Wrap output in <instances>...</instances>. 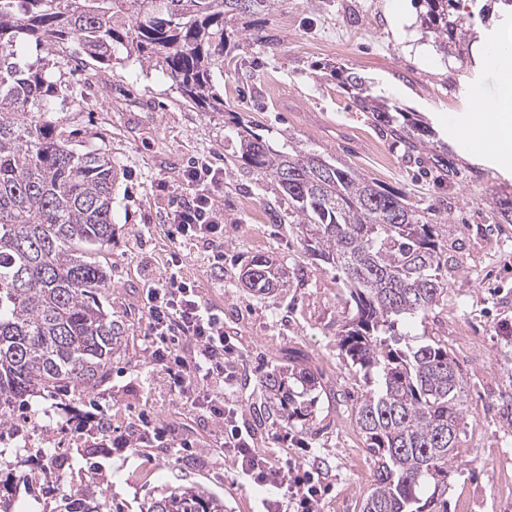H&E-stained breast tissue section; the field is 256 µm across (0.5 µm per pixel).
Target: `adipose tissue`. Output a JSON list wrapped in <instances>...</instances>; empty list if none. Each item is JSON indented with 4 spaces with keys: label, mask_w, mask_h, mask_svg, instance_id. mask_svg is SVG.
I'll list each match as a JSON object with an SVG mask.
<instances>
[{
    "label": "adipose tissue",
    "mask_w": 512,
    "mask_h": 512,
    "mask_svg": "<svg viewBox=\"0 0 512 512\" xmlns=\"http://www.w3.org/2000/svg\"><path fill=\"white\" fill-rule=\"evenodd\" d=\"M471 124L488 134L487 139L473 141L475 150H488L503 162L512 161V72L504 76L495 99L478 101Z\"/></svg>",
    "instance_id": "1"
}]
</instances>
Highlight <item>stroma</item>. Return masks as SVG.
Segmentation results:
<instances>
[{
	"instance_id": "obj_1",
	"label": "stroma",
	"mask_w": 512,
	"mask_h": 512,
	"mask_svg": "<svg viewBox=\"0 0 512 512\" xmlns=\"http://www.w3.org/2000/svg\"><path fill=\"white\" fill-rule=\"evenodd\" d=\"M485 4L460 0L477 40L471 56L445 57L420 26L419 0H278L272 12L246 18L229 34L224 71L214 77L224 97L222 116L189 106L160 67L128 55L123 46H116L113 61L103 62L71 41L27 39L18 45L20 65L47 66L49 107L72 145L101 149L115 167L109 309L123 323L129 346L113 361L99 401L112 417L113 436L145 421L167 431L134 447L110 448L100 458L97 491L109 512H140L144 502L177 487L213 497L224 512H259L261 498L278 495L238 477L232 459L213 448L210 422L169 396L143 352V266L151 264L163 277L161 261L171 247L164 226L183 192L185 170L201 160L224 172L223 185L210 193L224 218V282L216 284L210 265L195 255L182 273L223 310L224 330L242 354L240 419L270 458L321 470L317 512H361L371 488L373 464L355 417L367 386L343 361L336 341L350 314L348 291L334 269L307 256L276 181L236 161L232 112L270 140L293 138L405 193L418 207L439 198L451 202L450 216L437 227L448 258V295L426 316L399 326L406 342H446L465 383L466 424L434 512H512V224L486 218L492 197H512V164L473 152L464 132L477 97L493 99L501 87V71L486 61L490 43L512 37L511 24L481 19ZM261 31L276 35L273 47L256 43ZM340 34L346 39L341 47ZM328 64L360 72L379 95L428 121L452 152L456 180L447 181L430 163L409 162L402 145L382 136L327 76ZM284 95L290 100L285 112L276 106ZM137 233L142 248L136 252ZM257 254L283 264V288L256 295L240 286L241 269ZM292 351L322 370L325 391L305 424L288 427L257 412L260 378L285 364ZM85 436L55 401L32 399L17 433L28 447L0 460V482L11 487L16 503L55 512L70 484H31L23 475L41 461L44 446L62 447L72 468L88 470L81 456ZM180 440L189 441V449L176 450ZM117 476L124 482L120 493Z\"/></svg>"
}]
</instances>
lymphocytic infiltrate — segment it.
Returning a JSON list of instances; mask_svg holds the SVG:
<instances>
[{
    "instance_id": "f902f5d3",
    "label": "lymphocytic infiltrate",
    "mask_w": 512,
    "mask_h": 512,
    "mask_svg": "<svg viewBox=\"0 0 512 512\" xmlns=\"http://www.w3.org/2000/svg\"><path fill=\"white\" fill-rule=\"evenodd\" d=\"M166 235L172 243L165 263L167 281L149 283L144 296V338L151 365L164 382L216 425L214 441L233 458L242 478L278 491L263 500L264 512H315L319 489L313 475L266 456L255 433L238 423L235 385L240 353L224 332L223 312L210 306L195 281L181 274L186 257L181 247L195 245L202 260L224 266V224L212 199L193 193L176 203Z\"/></svg>"
}]
</instances>
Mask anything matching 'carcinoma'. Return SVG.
Here are the masks:
<instances>
[{"label":"carcinoma","mask_w":512,"mask_h":512,"mask_svg":"<svg viewBox=\"0 0 512 512\" xmlns=\"http://www.w3.org/2000/svg\"><path fill=\"white\" fill-rule=\"evenodd\" d=\"M458 0H422L421 26L443 56L471 46L472 16ZM275 0H0V443L14 435L18 412L39 396L63 390L85 395L103 383L112 359L125 352L123 324L104 305L111 275L101 257L112 244V158L79 151L50 117L52 84L45 71L16 62L18 38L71 40L91 58L110 62L126 43L160 65L185 100L202 112L224 111L212 92L214 70H224L226 27L269 11ZM331 77L379 132L432 164L448 181L458 169L448 151L431 146L432 131L413 112L373 95L359 72L332 69ZM245 168L271 176L288 200L291 223L305 229V253L343 278L352 315L337 333L346 362L373 375L375 388L356 417L374 467L362 512H425L445 484L466 417L463 378L448 345L433 340L401 345L398 323L440 305L450 283L435 225L446 200L417 210L400 191L382 188L347 164L288 142L276 145L249 125L238 131ZM293 179L285 178L286 173ZM492 223L512 224V198L489 202ZM247 288L269 294L281 269L264 254L251 258ZM267 410L287 424L303 422L323 385L304 362L262 376ZM101 438L112 419L87 412ZM64 512H102L88 491L64 497ZM142 512H223V506L187 488L143 505Z\"/></svg>","instance_id":"cac0c4a2"}]
</instances>
